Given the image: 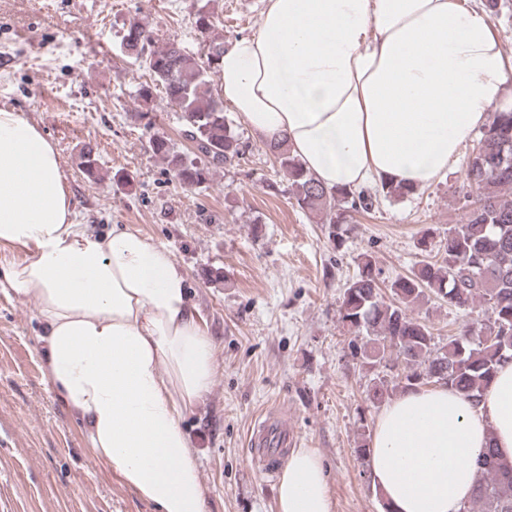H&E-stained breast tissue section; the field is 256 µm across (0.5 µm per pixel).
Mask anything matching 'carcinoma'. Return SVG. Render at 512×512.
I'll use <instances>...</instances> for the list:
<instances>
[{"label": "carcinoma", "mask_w": 512, "mask_h": 512, "mask_svg": "<svg viewBox=\"0 0 512 512\" xmlns=\"http://www.w3.org/2000/svg\"><path fill=\"white\" fill-rule=\"evenodd\" d=\"M196 31L210 42L204 57L186 52L175 40L159 42L138 23L124 31V53L138 63L148 80L139 83L137 97L150 119L157 92L181 112L184 136L193 144L190 155L169 152L167 141L156 137L151 148L162 156L174 176L187 188L201 187L212 174L244 155V145L224 117V101L214 87L216 58L224 43L209 39L214 16L202 6L195 14ZM478 153L468 158L465 177L479 198L465 222L448 228L441 258L421 261L407 276L391 283L392 300L380 289V271L372 257L362 254L358 273L339 301V314L350 336L348 355L354 368L374 369L385 363L390 374L373 382L368 399L380 406L399 389L443 383L476 402L500 364L512 361V111L494 113L477 142ZM269 152L287 176L288 189L302 212L322 224L336 226L332 242L344 243L342 226L351 223L356 195L342 188L328 191L310 176L301 162L282 147ZM376 192L386 198H407L416 190L382 183ZM460 309L483 304L493 317L471 318L461 335L438 348L431 328L411 315L429 295ZM472 498L463 512H512V466L498 449L483 448Z\"/></svg>", "instance_id": "1"}]
</instances>
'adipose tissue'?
<instances>
[{"label": "adipose tissue", "mask_w": 512, "mask_h": 512, "mask_svg": "<svg viewBox=\"0 0 512 512\" xmlns=\"http://www.w3.org/2000/svg\"><path fill=\"white\" fill-rule=\"evenodd\" d=\"M222 51L219 93L255 138L326 189L445 177L473 133L512 110V56L462 0H263ZM0 288L38 301L45 366L86 445L159 512H206L182 425L209 391L213 344L173 253L126 224L76 223L59 152L0 110ZM512 464V362L480 404L437 384L386 402L369 466L393 512H462L481 448ZM317 449L292 451L279 512H331Z\"/></svg>", "instance_id": "obj_1"}]
</instances>
